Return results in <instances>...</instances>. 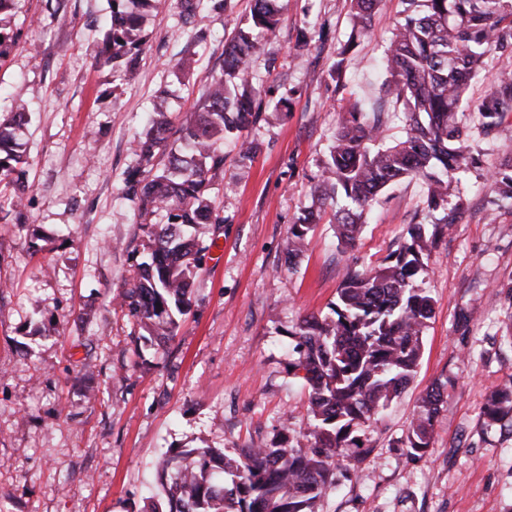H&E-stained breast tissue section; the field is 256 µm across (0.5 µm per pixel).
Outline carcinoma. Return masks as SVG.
<instances>
[{"label": "carcinoma", "mask_w": 512, "mask_h": 512, "mask_svg": "<svg viewBox=\"0 0 512 512\" xmlns=\"http://www.w3.org/2000/svg\"><path fill=\"white\" fill-rule=\"evenodd\" d=\"M154 2L112 0L106 45L96 62H119L128 76L136 72L144 16ZM381 2L352 0L351 30L341 54L370 35ZM400 2L402 20L383 59L382 91L401 105L405 134L372 148L381 134V113L368 115L359 102L351 103L323 161L312 204L289 227L288 254L302 252L338 192L344 204L334 220L338 242L346 248L355 246L379 192L404 177L426 182L427 208L441 216L430 230L409 225L398 249L378 267L347 268L331 313L307 315L289 332L297 354L294 376L310 389L307 428L282 435L270 447L174 453L163 466L169 510L152 502L147 512H315L321 495L338 486L332 458L363 447L355 435L358 427L377 419L419 365L423 329L434 307L415 287V278L426 269L429 246L449 234L463 208L460 199L448 201L451 184L460 182L472 164L458 112L470 82L485 70L486 56L512 39V0ZM13 5L14 0H0V61L12 40ZM282 9L281 0H254L249 26L225 44L224 75L210 83L200 109L184 115L175 128L161 99L149 129L136 141L145 168L126 181L124 192L143 219L151 261L138 265L122 299L151 336L174 335L176 315L188 305L203 251L193 231L224 223L209 197V186L224 169V143L232 142L244 158L253 156L242 135L255 112L250 65L262 52V39L275 34ZM491 83L476 109L485 134L512 113L511 60L500 63ZM26 121L21 110L0 119V184L17 194L25 174V148L17 131ZM488 181L496 195L512 199V155ZM161 212L165 221H148ZM447 387L439 383L421 398L405 439L411 455L421 456L430 447ZM481 418L487 425L512 428V379L488 394Z\"/></svg>", "instance_id": "carcinoma-1"}]
</instances>
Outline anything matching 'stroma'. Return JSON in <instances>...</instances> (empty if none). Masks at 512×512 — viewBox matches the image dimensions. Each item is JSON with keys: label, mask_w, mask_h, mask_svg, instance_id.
Here are the masks:
<instances>
[{"label": "stroma", "mask_w": 512, "mask_h": 512, "mask_svg": "<svg viewBox=\"0 0 512 512\" xmlns=\"http://www.w3.org/2000/svg\"><path fill=\"white\" fill-rule=\"evenodd\" d=\"M111 4L15 0L0 62V115L28 114L26 223L14 219L13 189L0 190V512H143L167 500L157 466L168 450L232 453L306 427L288 329L327 313L349 264L381 265L408 224L433 220L423 179L407 178L379 193L355 248L339 246L325 217L289 257L288 227L311 201L340 109L359 99L383 113L387 144L405 119L381 92L400 0H382L337 77L350 0H288L252 66L261 112L247 135L257 153L225 148L209 190L222 221L200 236L190 307L174 336L145 335L114 302L149 254L123 193L140 165L135 141L158 98L170 113L193 110L251 0H201L192 18L180 0H159L130 82L96 62ZM304 25L317 36L300 48ZM488 86L473 81L459 115L479 160L450 190L465 211L417 277L434 300L420 363L360 427L355 474L317 512H512V432L480 419L486 395L512 377V201H497L486 181L512 154V115L482 133L475 108ZM280 97L288 111H274ZM443 381L432 444L410 457L409 423Z\"/></svg>", "instance_id": "35a3bbf8"}]
</instances>
